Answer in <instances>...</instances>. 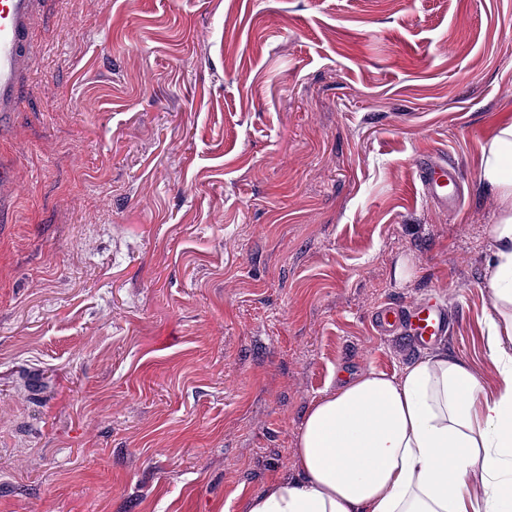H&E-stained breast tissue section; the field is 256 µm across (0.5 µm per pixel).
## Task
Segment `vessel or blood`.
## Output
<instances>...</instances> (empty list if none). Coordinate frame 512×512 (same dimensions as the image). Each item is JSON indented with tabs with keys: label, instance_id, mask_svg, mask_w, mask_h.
<instances>
[{
	"label": "vessel or blood",
	"instance_id": "vessel-or-blood-1",
	"mask_svg": "<svg viewBox=\"0 0 512 512\" xmlns=\"http://www.w3.org/2000/svg\"><path fill=\"white\" fill-rule=\"evenodd\" d=\"M45 0H0V122L24 104L25 68L34 43L33 20ZM421 196L440 207H454L456 172L447 160L428 154L417 161ZM448 322V311L437 306L409 309L381 307L376 327L384 334H398L408 345L438 336Z\"/></svg>",
	"mask_w": 512,
	"mask_h": 512
}]
</instances>
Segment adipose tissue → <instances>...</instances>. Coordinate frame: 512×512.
<instances>
[{
	"mask_svg": "<svg viewBox=\"0 0 512 512\" xmlns=\"http://www.w3.org/2000/svg\"><path fill=\"white\" fill-rule=\"evenodd\" d=\"M482 178L501 202L485 336L498 388L445 352L399 376L339 381L304 418L300 479L253 496L247 512H512V124L489 143Z\"/></svg>",
	"mask_w": 512,
	"mask_h": 512,
	"instance_id": "ef3b65f1",
	"label": "adipose tissue"
}]
</instances>
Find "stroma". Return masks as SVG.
<instances>
[{"label": "stroma", "mask_w": 512, "mask_h": 512, "mask_svg": "<svg viewBox=\"0 0 512 512\" xmlns=\"http://www.w3.org/2000/svg\"><path fill=\"white\" fill-rule=\"evenodd\" d=\"M35 44L0 140V512H245L339 374L440 349L496 387L512 0H53ZM433 297L438 348L374 332ZM417 172L420 194L424 199L445 209L458 204L456 172L448 166V160L422 154L417 161Z\"/></svg>", "instance_id": "1"}]
</instances>
